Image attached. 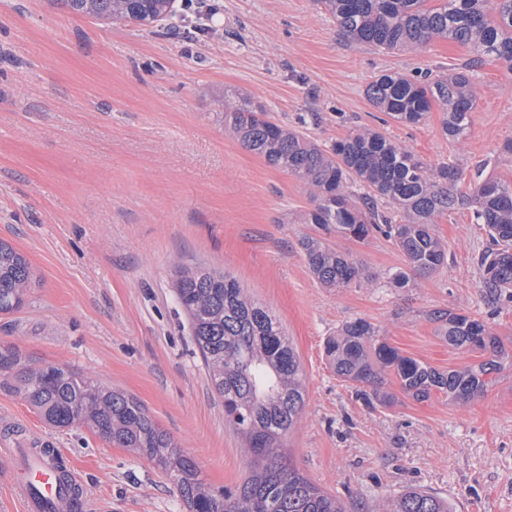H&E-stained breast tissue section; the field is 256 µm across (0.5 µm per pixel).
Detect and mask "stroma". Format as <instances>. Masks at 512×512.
<instances>
[{"instance_id":"stroma-1","label":"stroma","mask_w":512,"mask_h":512,"mask_svg":"<svg viewBox=\"0 0 512 512\" xmlns=\"http://www.w3.org/2000/svg\"><path fill=\"white\" fill-rule=\"evenodd\" d=\"M210 31L107 25L50 4L0 0V240L37 284L0 315V345L32 365L56 364L140 401L213 488L242 482L241 439L224 422L200 354L172 295L175 260L224 270L280 319L305 378L304 415L287 436L294 465L354 512L417 486L453 512H512V369L483 398L419 401L388 382L390 404L366 406L336 377L324 341L364 318L404 355L445 371L479 362L436 334L431 311L486 320L512 348V302L491 309L479 288L487 245L470 210L440 215L448 263L410 287L383 234L340 248L373 278L336 291L311 275L299 240L313 199L303 184L225 131V92L248 95L275 122L320 147L357 127L405 145L425 163L512 182V72L471 65L467 47L434 40L380 50L344 37L316 0H214ZM470 67L478 90L463 144L444 138L442 110L419 123L384 119L366 96L377 76H437ZM64 451L90 512H186L146 457L84 425L58 429L0 390V512H25L8 478L7 447Z\"/></svg>"}]
</instances>
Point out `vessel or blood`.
I'll list each match as a JSON object with an SVG mask.
<instances>
[{"label": "vessel or blood", "instance_id": "vessel-or-blood-1", "mask_svg": "<svg viewBox=\"0 0 512 512\" xmlns=\"http://www.w3.org/2000/svg\"><path fill=\"white\" fill-rule=\"evenodd\" d=\"M11 457L12 479L25 494L26 512H84V501L63 491L51 458L22 447L12 449Z\"/></svg>", "mask_w": 512, "mask_h": 512}]
</instances>
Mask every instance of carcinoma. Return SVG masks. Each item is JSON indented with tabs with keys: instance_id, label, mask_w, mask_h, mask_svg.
Segmentation results:
<instances>
[{
	"instance_id": "cac0c4a2",
	"label": "carcinoma",
	"mask_w": 512,
	"mask_h": 512,
	"mask_svg": "<svg viewBox=\"0 0 512 512\" xmlns=\"http://www.w3.org/2000/svg\"><path fill=\"white\" fill-rule=\"evenodd\" d=\"M96 20L167 25L177 0H52ZM346 38L380 49H422L435 39L469 48L472 62L502 63L512 71V0H316ZM366 94L397 122H420L438 104L443 134L464 141L472 123L475 88L470 70L425 82L401 73L373 80ZM221 114L248 150L297 178L314 208L304 217L314 233L300 239L312 276L327 288H348L369 279L347 250L329 237L363 242L381 232L400 248L410 271L390 275L406 288L410 273H434L447 264L435 218L454 209L472 211L489 245L478 257L481 295L493 307L512 302V183L478 172L465 181L454 164L428 166L407 147L375 129L348 133L323 150L301 132L264 118L247 98L226 99ZM36 282L28 261L0 241V314L23 308ZM173 292L198 347L206 377L224 403L226 425L242 438L246 473L234 489H211L196 462L135 398L110 389L67 366L34 367L13 346H0V388L20 396L46 423L87 424L103 440L153 461L177 488L187 512H348L347 505L287 462L284 440L305 407L299 355L280 320L224 271L194 263L173 270ZM448 345L483 360L439 371L401 354L363 318L345 322L326 339L331 369L367 405L388 404L381 391L391 378L416 399L437 392L465 403L483 395L489 375L512 367V349L485 321L467 313L429 314ZM378 512H452L448 501L419 488L388 499Z\"/></svg>"
}]
</instances>
